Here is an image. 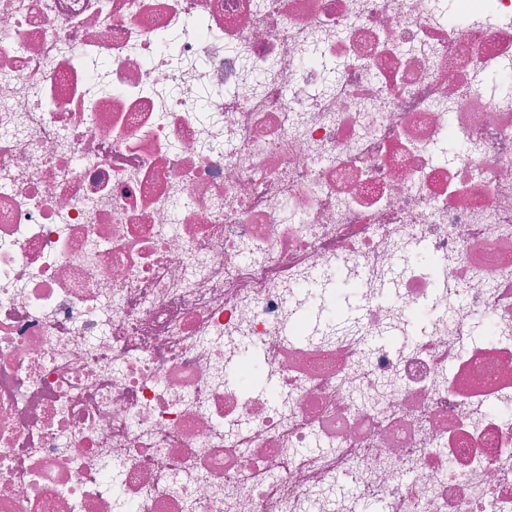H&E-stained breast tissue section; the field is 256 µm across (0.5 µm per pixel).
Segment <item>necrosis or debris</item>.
Returning <instances> with one entry per match:
<instances>
[{
    "label": "necrosis or debris",
    "instance_id": "1",
    "mask_svg": "<svg viewBox=\"0 0 512 512\" xmlns=\"http://www.w3.org/2000/svg\"><path fill=\"white\" fill-rule=\"evenodd\" d=\"M494 75L512 0H0V512H512Z\"/></svg>",
    "mask_w": 512,
    "mask_h": 512
}]
</instances>
